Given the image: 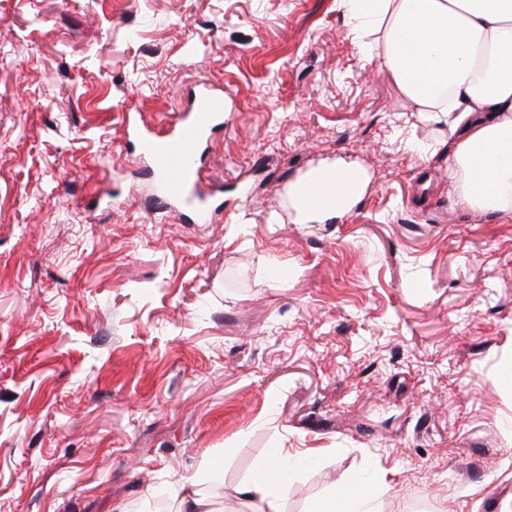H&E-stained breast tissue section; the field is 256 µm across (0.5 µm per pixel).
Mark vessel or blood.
Masks as SVG:
<instances>
[{
  "mask_svg": "<svg viewBox=\"0 0 512 512\" xmlns=\"http://www.w3.org/2000/svg\"><path fill=\"white\" fill-rule=\"evenodd\" d=\"M227 104L223 90L202 85L195 90L182 116L167 129L145 123L135 112L124 115L138 155L149 165L160 202L167 207L192 210L199 221L213 215L205 199L199 151L208 135L223 125Z\"/></svg>",
  "mask_w": 512,
  "mask_h": 512,
  "instance_id": "vessel-or-blood-1",
  "label": "vessel or blood"
}]
</instances>
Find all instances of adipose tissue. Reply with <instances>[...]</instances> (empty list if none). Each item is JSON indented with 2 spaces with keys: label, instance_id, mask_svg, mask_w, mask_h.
I'll list each match as a JSON object with an SVG mask.
<instances>
[{
  "label": "adipose tissue",
  "instance_id": "1",
  "mask_svg": "<svg viewBox=\"0 0 512 512\" xmlns=\"http://www.w3.org/2000/svg\"><path fill=\"white\" fill-rule=\"evenodd\" d=\"M354 38L372 37L375 57L415 111L448 123V178L470 209L512 215V0H341ZM321 206L301 223H327L364 196L357 163L324 161L302 176ZM287 452L240 488L255 512H283Z\"/></svg>",
  "mask_w": 512,
  "mask_h": 512
}]
</instances>
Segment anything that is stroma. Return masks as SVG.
I'll list each match as a JSON object with an SVG mask.
<instances>
[{"label": "stroma", "mask_w": 512, "mask_h": 512, "mask_svg": "<svg viewBox=\"0 0 512 512\" xmlns=\"http://www.w3.org/2000/svg\"><path fill=\"white\" fill-rule=\"evenodd\" d=\"M223 89L211 222L160 205L123 114ZM445 124L338 0H0V512H230L273 451L284 512L512 503V219L463 206ZM371 176L334 224L288 186ZM352 171L358 172L359 177L346 184L342 189L341 185L344 183L345 177ZM369 181L368 172L355 162L342 159L326 160L299 178L292 185L289 193L292 197L299 184H306L312 193L324 196L323 204L313 207L319 204V200L311 193L304 194L301 197L302 202L312 208L297 210V216L303 224L309 222L326 224L348 213L363 198ZM172 491L178 499V512H222L208 496L203 494L192 478L179 480ZM355 489L345 493H334L331 497L320 500L312 507L313 512H371L369 503L373 498V486L354 482Z\"/></svg>", "instance_id": "1"}]
</instances>
